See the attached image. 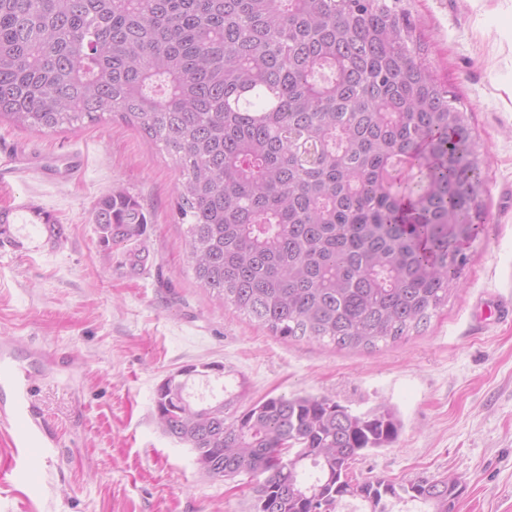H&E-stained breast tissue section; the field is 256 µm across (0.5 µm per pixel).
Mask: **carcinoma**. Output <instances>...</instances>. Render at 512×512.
Returning a JSON list of instances; mask_svg holds the SVG:
<instances>
[{"mask_svg":"<svg viewBox=\"0 0 512 512\" xmlns=\"http://www.w3.org/2000/svg\"><path fill=\"white\" fill-rule=\"evenodd\" d=\"M112 119L176 164L196 281L284 341L395 343L458 287L484 161L403 0H0V121ZM94 221L107 248L148 224L124 190ZM222 374L167 377L156 419L203 467L256 479L253 512H336L348 497L362 512H454L457 476L353 479L357 458L397 441L393 409L292 395L228 416Z\"/></svg>","mask_w":512,"mask_h":512,"instance_id":"carcinoma-1","label":"carcinoma"}]
</instances>
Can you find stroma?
Listing matches in <instances>:
<instances>
[{
    "label": "stroma",
    "instance_id": "stroma-1",
    "mask_svg": "<svg viewBox=\"0 0 512 512\" xmlns=\"http://www.w3.org/2000/svg\"><path fill=\"white\" fill-rule=\"evenodd\" d=\"M427 62L465 104L486 159L483 228L461 286L418 331L374 351L284 341L218 302L186 272L175 219L179 172L125 125L0 139L57 166L0 185L14 245L0 247V358L23 369L52 453L30 493L6 476L13 429L0 424V512H253L251 477L213 480L155 418L156 390L188 365L220 364L236 409L271 396L327 395L393 408L397 441L358 458L357 480L443 474L464 487L455 512H512V0H405ZM83 160L81 178L61 166ZM136 196L150 222L106 248L94 208ZM50 212L66 231L29 223ZM140 251L131 267L127 253Z\"/></svg>",
    "mask_w": 512,
    "mask_h": 512
}]
</instances>
